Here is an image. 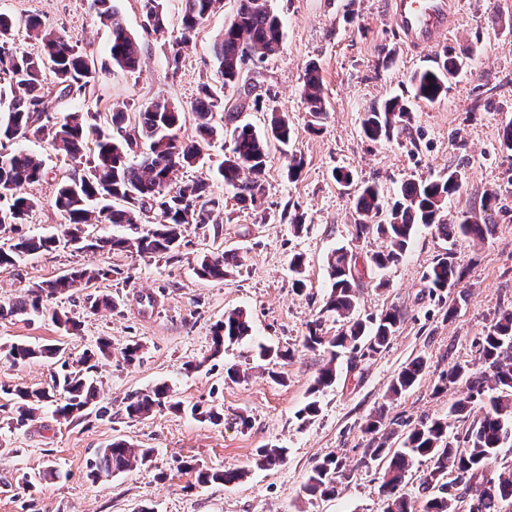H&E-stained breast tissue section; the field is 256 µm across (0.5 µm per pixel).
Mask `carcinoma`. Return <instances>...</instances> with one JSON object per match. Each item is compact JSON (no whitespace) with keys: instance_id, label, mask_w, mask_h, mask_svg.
<instances>
[{"instance_id":"cac0c4a2","label":"carcinoma","mask_w":512,"mask_h":512,"mask_svg":"<svg viewBox=\"0 0 512 512\" xmlns=\"http://www.w3.org/2000/svg\"><path fill=\"white\" fill-rule=\"evenodd\" d=\"M110 0H93L99 19L112 30L110 54L113 64L133 71L142 57L139 42L128 33L123 18L109 6ZM143 13L157 35L166 33L163 0H140ZM222 0H181L182 34L172 44L169 63L178 68L181 51ZM15 20L0 13V148L20 140L41 139L70 160L77 163L70 176L59 183L53 198L54 207L65 216L67 224L61 238L76 236L88 224H129L144 220L150 228L133 238L101 236L83 239L77 250L136 251L153 257L178 251L183 230L189 224H208L214 213L223 209L224 202L214 196L204 179L191 182L179 180L182 170L204 164L212 143L230 137L224 158L215 170V177L224 183L240 208L265 212L264 176L270 159L271 142L288 143L293 128L288 116L274 105H264L260 96L252 99L255 110L266 109L270 120L258 131L249 123L236 122L235 111L244 104L226 111V93L246 87L242 75L248 64H264L281 48L284 31L280 17L269 0H238L236 14L225 26L224 34L213 46V56L219 84L202 85L199 97L186 107L165 98H158L136 109L116 107L106 119L97 111L69 112L51 122L49 109L52 93L59 98L81 97L87 94L96 78L86 53L47 25L42 18L30 16L23 21L27 33L41 43V51L32 54L13 47ZM466 69L463 59L446 55L437 66L423 69L411 76L415 98L437 101L448 91V83ZM303 97L310 114V127L317 129L327 119L323 82L317 68L304 75ZM195 124L197 136L184 140L178 130L187 120ZM411 119L410 108L397 97L373 104L364 113L362 128L373 141L388 140L403 129ZM230 126L220 125L222 121ZM46 175L40 156L25 150L10 149L0 153V230H18L37 200L20 195L18 188L41 181ZM462 188L461 173L429 180H407L402 183L397 198L385 208L384 197L374 182H365L353 198L355 210L364 221L355 225L357 238L377 236L387 242L385 249L373 253L370 263L383 269L400 261L419 226L433 227L445 240L459 235L483 240L494 232L495 225L486 224L470 212L461 213L459 221L450 224L442 219L448 199ZM387 218L379 220V215ZM60 238L44 235H18L9 249H0V269L6 270L22 259L37 256L57 247ZM236 253L225 251L204 254L196 260L198 277L224 281L239 267ZM330 293L325 311L344 319L341 331L332 338L309 329L304 347L309 350L330 349V359L318 374L312 392L331 386L336 379V349H349L361 356L381 352L395 334L401 314L393 309L378 316L357 315L360 278L358 257L347 247L332 251L327 260ZM462 270L455 254L448 250L426 272L431 287L444 292L455 287ZM104 276L91 268H75L50 281L34 283L16 300L0 303V317L31 315L50 316L51 320L69 332L77 323L64 311L54 307V300L72 290L87 287ZM251 334V321L242 310H231L213 327L212 353H223L225 342H236ZM480 368L453 363L441 377V386L458 385L464 397L452 408L451 414L482 410L462 436L448 434V422L425 419L411 427L403 448L393 454L380 476V492L386 501L385 512H457L459 486L475 492L468 512H500L499 503L512 498V471L497 478L487 477L489 465L498 457L499 449L512 445V310L507 309L477 341ZM112 343L101 338L96 347L81 357L86 366L82 372L70 370L64 360L65 350L58 345L32 346L16 343L5 354L13 366L35 359H49L60 364L54 375V387L65 394V402L55 408L57 419L69 421L81 417L90 409L100 416L108 412L97 405L100 396L97 381L87 374L95 368L92 361L107 356ZM425 368L424 358H413L392 380L388 396L397 398L414 385ZM0 393L16 400L15 423L23 427L42 410L52 395L44 389L18 384L0 383ZM165 407L181 410V403L170 400V388L162 383L146 388L130 398L126 413L131 418H146ZM381 420L370 419L365 432L372 435L376 448L372 455L385 452L384 442L377 439ZM286 449L272 446L258 450V464L272 468L283 461ZM149 448H136L117 440L101 449L89 462L91 476L109 477L146 465L151 458ZM426 457L431 466L421 483V493L427 500L420 507L399 494L408 472L416 459ZM183 470L195 474L197 483H233L243 478L240 471L211 470L194 460L186 461ZM339 463L327 456L316 464L304 486L305 492L333 495L339 477ZM456 477L448 479V474Z\"/></svg>"}]
</instances>
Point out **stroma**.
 <instances>
[{"label":"stroma","instance_id":"stroma-1","mask_svg":"<svg viewBox=\"0 0 512 512\" xmlns=\"http://www.w3.org/2000/svg\"><path fill=\"white\" fill-rule=\"evenodd\" d=\"M390 0H270L284 24L281 51L244 78L261 96H274L287 112L294 135L288 145L271 147L266 171L264 215L239 209L222 184L224 211L210 224L189 225L174 256L143 257L134 252H75L60 247L0 269V303L24 294L30 285L55 279L76 266L109 270L89 292H71L57 303L79 323L68 333L50 318H0V352L14 343H63L79 358L98 339L112 343V355L94 375L106 416L86 412L56 421L51 407L22 428L10 426L14 407L0 398V512H384L379 491L382 460L371 455L364 432L367 419L382 414L381 428L391 450H399L410 425L423 418L445 419L450 434H461L470 418L450 415L462 396L459 387L439 389V378L454 362H476V339L501 310L512 309V155L500 148L504 126L512 121V0H456V21L447 39L414 50L399 37L389 14ZM91 0H0V13L15 18L40 16L92 57L97 78L86 97L54 100L51 116L75 111L107 112L116 103L140 106L157 98L189 104L201 83L213 82L212 46L232 19L236 0H223L191 38L178 68L168 63L167 41L145 24L140 0H112L128 32L141 44L138 71L113 65L112 32L90 7ZM464 58L466 72L451 80L440 101L414 97L413 72L431 67L444 51ZM317 65L329 112L318 131L301 95L305 69ZM409 100L411 120L390 140L373 142L362 132L366 110L390 96ZM41 154L47 174L24 186L39 204L23 224L26 234L57 235L65 222L53 206L59 180L72 162L47 141L24 142ZM303 159L298 179H288L290 156ZM352 171L356 181L378 183L394 199L401 182L434 179L460 169L463 185L448 201L444 218L461 212L484 216L496 231L485 241L461 238L447 243L434 229L420 228L402 259L371 270L359 284L360 314L397 309L401 322L387 348L370 358L343 354L336 381L313 392L329 356L304 348L312 326L335 335L340 323L325 312L330 292L326 256L346 246L366 257L382 246L359 239L348 189L333 171ZM498 191L501 205L482 207L485 192ZM303 216L294 228V216ZM453 248L463 275L445 297L430 288L426 271L446 248ZM237 253L242 264L224 282L199 279L196 260L204 254ZM302 255L303 292L293 287L291 259ZM119 297L117 310L90 313L87 294ZM233 309L246 311L248 339L225 346L212 357V329ZM143 346L140 363L127 364L121 350ZM291 350L286 360L266 361L258 344ZM426 367L414 385L391 401L392 379L413 357ZM247 371L230 381L226 367ZM170 387L173 400L221 408L213 424L184 411L164 409L143 419L129 418L130 395L156 383ZM317 401L314 417L299 411ZM121 439L152 449L148 465L110 477H89L86 463L97 449ZM286 448L283 463L261 469L258 449ZM342 462L348 476L331 497L308 496L303 486L324 457ZM194 459L218 470H239L241 481L197 484L183 461ZM39 474L33 490L22 477Z\"/></svg>","mask_w":512,"mask_h":512}]
</instances>
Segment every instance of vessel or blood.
Wrapping results in <instances>:
<instances>
[{
    "instance_id": "1",
    "label": "vessel or blood",
    "mask_w": 512,
    "mask_h": 512,
    "mask_svg": "<svg viewBox=\"0 0 512 512\" xmlns=\"http://www.w3.org/2000/svg\"><path fill=\"white\" fill-rule=\"evenodd\" d=\"M391 17L412 48L442 42L452 24L453 0H391Z\"/></svg>"
}]
</instances>
